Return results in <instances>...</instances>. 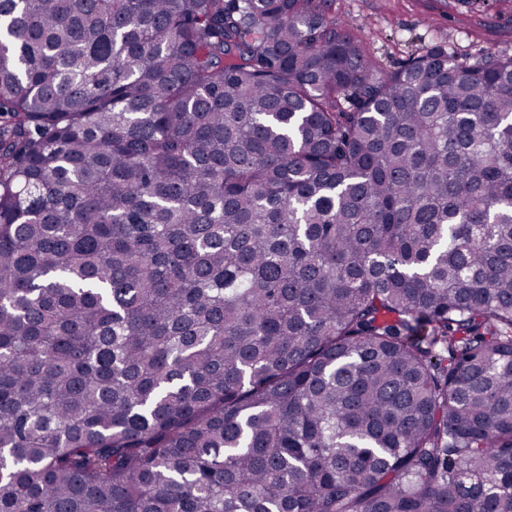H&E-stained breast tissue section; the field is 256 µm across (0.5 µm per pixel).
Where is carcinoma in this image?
Segmentation results:
<instances>
[{
	"label": "carcinoma",
	"mask_w": 512,
	"mask_h": 512,
	"mask_svg": "<svg viewBox=\"0 0 512 512\" xmlns=\"http://www.w3.org/2000/svg\"><path fill=\"white\" fill-rule=\"evenodd\" d=\"M0 512H512V56L0 0Z\"/></svg>",
	"instance_id": "obj_1"
}]
</instances>
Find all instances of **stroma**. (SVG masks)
Returning a JSON list of instances; mask_svg holds the SVG:
<instances>
[{"instance_id": "stroma-1", "label": "stroma", "mask_w": 512, "mask_h": 512, "mask_svg": "<svg viewBox=\"0 0 512 512\" xmlns=\"http://www.w3.org/2000/svg\"><path fill=\"white\" fill-rule=\"evenodd\" d=\"M331 9L384 69L436 41L468 58L512 56V0H333Z\"/></svg>"}]
</instances>
